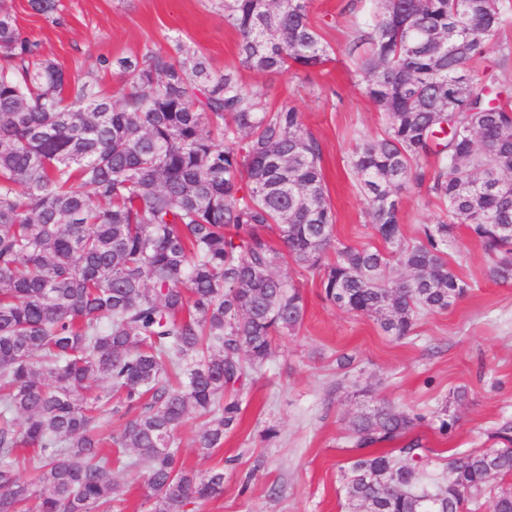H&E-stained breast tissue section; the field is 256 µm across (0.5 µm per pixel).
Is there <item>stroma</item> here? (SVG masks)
<instances>
[{
  "instance_id": "obj_1",
  "label": "stroma",
  "mask_w": 512,
  "mask_h": 512,
  "mask_svg": "<svg viewBox=\"0 0 512 512\" xmlns=\"http://www.w3.org/2000/svg\"><path fill=\"white\" fill-rule=\"evenodd\" d=\"M347 2H309L310 22L331 52L325 66L257 73L242 64L239 35L218 0H60L52 20L34 13L28 0H9L18 25L73 82L93 74L104 93L120 95L129 78L98 69L99 59L149 49L169 54L180 41L197 49L213 73L234 72L270 109L295 108L321 145L336 235L361 246L371 241L370 217L349 155L356 138L380 135L384 120L357 85V61L347 52L376 2L359 0L353 11ZM486 70L512 90V21L475 66L476 73ZM398 199L408 241L444 209L412 185ZM448 261L467 283L466 294L447 310L421 316L406 339L385 333L375 318L327 304L315 282L294 264L284 265L282 274L296 281L304 298L300 329L275 338L273 358L239 395L240 420L225 433L222 448L200 455L194 439L205 418L197 412H189L177 431L189 469L224 471L223 496L194 505V512H347L342 468L351 456L350 422L380 400L426 415L429 470L439 471L442 457L491 447L489 432L512 425V281L490 278V259L461 229L448 246ZM346 357L351 363L344 368ZM363 387L369 397L358 396ZM443 414L455 420L445 434L438 430ZM270 428L276 435L269 439ZM112 478L122 489L112 512H147L144 470L116 469Z\"/></svg>"
}]
</instances>
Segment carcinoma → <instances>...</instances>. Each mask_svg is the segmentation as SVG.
Instances as JSON below:
<instances>
[{
  "label": "carcinoma",
  "instance_id": "obj_1",
  "mask_svg": "<svg viewBox=\"0 0 512 512\" xmlns=\"http://www.w3.org/2000/svg\"><path fill=\"white\" fill-rule=\"evenodd\" d=\"M30 7L51 18L58 0ZM222 7L255 72L330 60L308 0ZM506 23L504 0H378L349 48H364L360 82L385 121L349 157L383 252L336 238L321 147L294 109L267 110L180 41L99 60L131 80L119 96L74 85L0 0V512H107L114 464L145 469L149 512L223 495L224 470H189L175 430L194 409L210 415L196 448L223 446L238 393L303 322L288 258L324 301L398 339L465 295L448 261L458 226L492 279L512 280V93L488 95L495 77L480 86L472 69ZM407 184L446 205L412 242ZM98 381L105 394L80 396ZM106 414L118 425L104 440ZM423 421L386 402L353 417L350 512H512V483L489 495L512 478V428L448 459L441 485Z\"/></svg>",
  "mask_w": 512,
  "mask_h": 512
}]
</instances>
